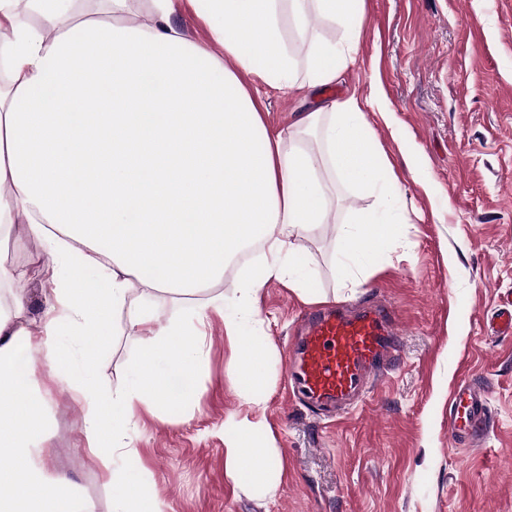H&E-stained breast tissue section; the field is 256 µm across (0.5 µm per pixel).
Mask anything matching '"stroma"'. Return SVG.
I'll return each instance as SVG.
<instances>
[{
  "mask_svg": "<svg viewBox=\"0 0 512 512\" xmlns=\"http://www.w3.org/2000/svg\"><path fill=\"white\" fill-rule=\"evenodd\" d=\"M356 57L328 87L289 95L259 89L260 110L279 131L299 111L362 99L380 85L394 123L377 126L376 144L398 188L392 208L407 221L389 251L354 266L356 289L337 297L351 309L372 300L394 305L403 360L335 417L289 402L286 351L316 304L288 280L272 279L258 294L273 345L265 403L250 410L230 383L224 320L211 313L195 408L172 422L140 412L133 437L142 482L170 512H512V335L490 328L512 294V0H365ZM403 142L422 157L419 177L404 163ZM327 197L328 223L298 245L308 275L330 296L338 286L336 237L377 199L335 183ZM268 255L261 249L199 296L159 297L160 321L186 320L201 298H232ZM49 261L26 225L0 239L5 266ZM138 351L134 331L117 320L99 377L119 386ZM35 376L52 392L49 471L70 477L97 512H111L112 487L83 445L80 408L56 391L44 366ZM464 380L486 386L493 418L477 448L448 435L449 394ZM249 411L266 418L282 452L285 474L271 499L240 492L224 475V422Z\"/></svg>",
  "mask_w": 512,
  "mask_h": 512,
  "instance_id": "1",
  "label": "stroma"
}]
</instances>
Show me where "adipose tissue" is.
I'll use <instances>...</instances> for the list:
<instances>
[{
    "mask_svg": "<svg viewBox=\"0 0 512 512\" xmlns=\"http://www.w3.org/2000/svg\"><path fill=\"white\" fill-rule=\"evenodd\" d=\"M16 0H0V236L26 223L53 258L22 278L49 281L39 315L26 317L17 293L0 304V512H96L43 454L50 400L32 372L41 355L55 383L81 407V435L111 484L112 512H166L144 490L132 461L140 410L172 417L191 409L206 361L199 340L210 311L224 318L233 382L260 406L272 350L260 336L257 294L270 279H303L298 239L328 221L327 177L377 194L382 211H361L336 238L340 281L350 264L386 250L405 217L393 213L388 164L375 147L373 118L391 123L378 91L299 113L271 131L245 77L287 94L325 87L354 64L364 0H202L211 46L172 21L175 0H150L145 22L125 25L127 0H100L92 15L73 0H29L42 17L18 22ZM294 20L297 58L281 33ZM320 16L343 31L331 44L310 24ZM317 138L319 171L305 141ZM271 258L231 299H206L192 317L164 325L152 298L196 294L220 279L254 242ZM140 283L143 300L128 297ZM127 313L140 353L111 391L96 362L115 314ZM224 474L235 488L275 495L279 449L265 423L230 415Z\"/></svg>",
    "mask_w": 512,
    "mask_h": 512,
    "instance_id": "1",
    "label": "adipose tissue"
}]
</instances>
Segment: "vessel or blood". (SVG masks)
<instances>
[{"mask_svg": "<svg viewBox=\"0 0 512 512\" xmlns=\"http://www.w3.org/2000/svg\"><path fill=\"white\" fill-rule=\"evenodd\" d=\"M402 352L396 309L374 303L354 312L323 308L302 318L301 334L289 346L288 387L312 408L343 410ZM490 425L485 390L461 383L448 411L450 436L474 447Z\"/></svg>", "mask_w": 512, "mask_h": 512, "instance_id": "obj_1", "label": "vessel or blood"}]
</instances>
